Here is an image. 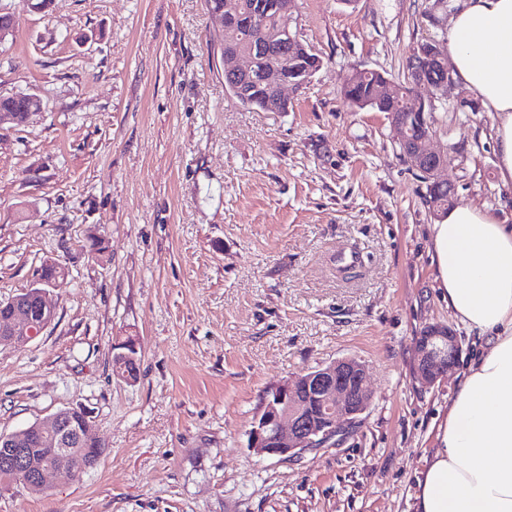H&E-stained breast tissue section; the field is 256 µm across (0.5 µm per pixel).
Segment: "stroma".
Segmentation results:
<instances>
[{
    "instance_id": "1",
    "label": "stroma",
    "mask_w": 512,
    "mask_h": 512,
    "mask_svg": "<svg viewBox=\"0 0 512 512\" xmlns=\"http://www.w3.org/2000/svg\"><path fill=\"white\" fill-rule=\"evenodd\" d=\"M457 0H296L293 28L323 60L261 112L224 87L206 0H53L18 14L0 47V95L42 111L0 137V300L41 264L66 267L55 318L0 344V433L65 408L107 448L80 477L0 512H409L458 377L425 389L413 341L460 337L458 369L485 344L440 296L438 216L386 113L343 96L348 75L400 79L441 41ZM455 202L512 221L491 119L462 84L434 93ZM109 241L92 257L89 237ZM134 340L135 382L112 374ZM353 357L372 401L340 444L260 457L248 433L289 376Z\"/></svg>"
}]
</instances>
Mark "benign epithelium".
Here are the masks:
<instances>
[{
    "instance_id": "7a95c632",
    "label": "benign epithelium",
    "mask_w": 512,
    "mask_h": 512,
    "mask_svg": "<svg viewBox=\"0 0 512 512\" xmlns=\"http://www.w3.org/2000/svg\"><path fill=\"white\" fill-rule=\"evenodd\" d=\"M238 12L224 14L219 9L211 14L214 32L224 40V25H233ZM13 14L0 8V44L14 36ZM224 75L232 90L251 75V61L231 45H223ZM410 72L415 86L442 91L454 83L453 73L444 66L443 56L436 42L428 41L413 53ZM292 69L288 76L280 69L269 71V81L284 95L287 87L298 88L305 82ZM407 110L418 123L419 138L413 139L407 131L408 122L388 113V118L399 135L403 154L424 179L436 187L454 185L439 180L440 170L447 164L446 152L434 145V131L428 120L430 104L410 93ZM48 264L58 269L51 277L38 273L30 288L0 302L11 310V315L0 325V343L23 346L46 328L55 317V308L49 301L50 289L59 278L63 265L55 260ZM122 352L112 359L113 373L126 380H135L136 345L129 339L121 344ZM414 378L424 388L434 386L447 377L458 362L461 345L455 332L447 326L432 325L415 337ZM366 364L350 357L334 360L308 372L292 376L275 386L266 397L261 414L249 431V447L259 456L282 459L295 457L310 448H322L334 438L344 435L356 424L370 405L372 391L367 379ZM98 441V436L83 410L60 409L48 418L32 423L9 434L0 433V467L12 473V482L33 491L49 485V478L65 469L75 474L74 458L79 446ZM38 442L53 448L52 458L37 462L39 449L31 447Z\"/></svg>"
}]
</instances>
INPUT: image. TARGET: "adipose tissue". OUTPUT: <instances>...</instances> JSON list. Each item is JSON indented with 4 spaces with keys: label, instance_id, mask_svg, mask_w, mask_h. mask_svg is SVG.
Returning <instances> with one entry per match:
<instances>
[{
    "label": "adipose tissue",
    "instance_id": "obj_1",
    "mask_svg": "<svg viewBox=\"0 0 512 512\" xmlns=\"http://www.w3.org/2000/svg\"><path fill=\"white\" fill-rule=\"evenodd\" d=\"M454 74L493 120L497 167L512 185V0H459L446 37ZM435 280L486 347L448 401L412 512H512V225L458 206L430 227Z\"/></svg>",
    "mask_w": 512,
    "mask_h": 512
}]
</instances>
